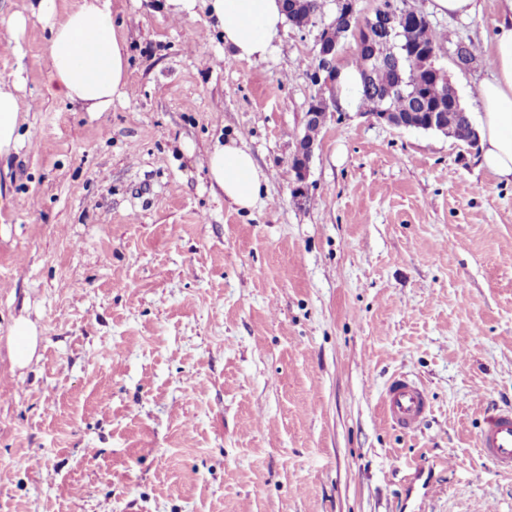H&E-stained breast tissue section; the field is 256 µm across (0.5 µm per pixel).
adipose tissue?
I'll return each mask as SVG.
<instances>
[{
    "label": "adipose tissue",
    "mask_w": 512,
    "mask_h": 512,
    "mask_svg": "<svg viewBox=\"0 0 512 512\" xmlns=\"http://www.w3.org/2000/svg\"><path fill=\"white\" fill-rule=\"evenodd\" d=\"M205 4L225 47L240 60L270 56L284 29L282 0H167L175 16H195ZM33 15L50 26L48 76L65 99L89 112H104L127 93L128 56L123 36L112 20L111 0H82L64 19L56 17V0H31ZM21 75L0 78V156L21 142ZM480 165L496 178L512 181V0H499L491 37L489 72L477 86ZM207 175L216 194L237 209L250 211L267 185L265 174L246 147L228 141L207 158Z\"/></svg>",
    "instance_id": "obj_1"
}]
</instances>
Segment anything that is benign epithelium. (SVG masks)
Here are the masks:
<instances>
[{"mask_svg": "<svg viewBox=\"0 0 512 512\" xmlns=\"http://www.w3.org/2000/svg\"><path fill=\"white\" fill-rule=\"evenodd\" d=\"M338 13L342 16L345 26L350 29L357 43L369 42L379 37H394L398 40L397 52L390 58V63L395 67L401 66L404 54L414 49L413 35L420 22L421 13L415 10L400 11L395 0L388 7H376L372 13L361 15L357 10V0H334ZM317 53V66L314 72V83L318 86V93L311 100L308 112H306V127L320 126L330 109L337 103V80L339 77V61L341 45L334 36V27L326 26L321 32ZM443 54V47H434L428 52L429 60L434 62L431 70L437 79L449 86V93L445 100L456 105L459 97L458 91L449 77L447 70L435 65V61ZM371 119L379 123H385L392 127L405 126L399 113L392 111L386 105V98H381L374 111L366 113ZM318 146L317 139L303 136L297 142L296 151L291 157L290 168L294 173L292 185V198L297 204L305 201L307 191V179L310 162Z\"/></svg>", "mask_w": 512, "mask_h": 512, "instance_id": "obj_1", "label": "benign epithelium"}]
</instances>
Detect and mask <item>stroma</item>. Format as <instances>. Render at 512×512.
Instances as JSON below:
<instances>
[{
  "mask_svg": "<svg viewBox=\"0 0 512 512\" xmlns=\"http://www.w3.org/2000/svg\"><path fill=\"white\" fill-rule=\"evenodd\" d=\"M112 2L128 93L89 112L53 93L29 0H0V76L25 79L0 159V512H512V476L477 447L512 405V184L443 134L343 107L296 205L333 0L251 62L205 8ZM407 3L478 111L498 0L466 19ZM229 139L268 176L248 213L206 175ZM21 318L40 337L23 368ZM399 373L431 401L412 434L384 413ZM422 461L440 467L424 501L405 495ZM317 146V138L303 136L298 140L296 151L291 157L290 168L294 173L292 198L299 205L305 201L307 195L306 187L310 162ZM39 343L36 326L26 319L15 322L11 333V354L18 367H24L33 359Z\"/></svg>",
  "mask_w": 512,
  "mask_h": 512,
  "instance_id": "1",
  "label": "stroma"
}]
</instances>
